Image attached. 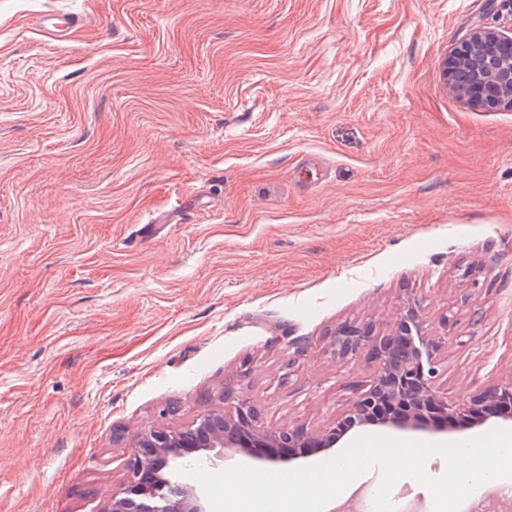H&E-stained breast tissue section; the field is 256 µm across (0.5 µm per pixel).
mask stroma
Returning a JSON list of instances; mask_svg holds the SVG:
<instances>
[{
	"instance_id": "35a3bbf8",
	"label": "stroma",
	"mask_w": 512,
	"mask_h": 512,
	"mask_svg": "<svg viewBox=\"0 0 512 512\" xmlns=\"http://www.w3.org/2000/svg\"><path fill=\"white\" fill-rule=\"evenodd\" d=\"M484 22L512 0H0V512H107L228 384L332 424L344 323L419 308L448 402L512 381V108L442 75Z\"/></svg>"
}]
</instances>
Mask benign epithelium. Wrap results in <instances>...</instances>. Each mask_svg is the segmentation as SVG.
Masks as SVG:
<instances>
[{
  "label": "benign epithelium",
  "instance_id": "7a95c632",
  "mask_svg": "<svg viewBox=\"0 0 512 512\" xmlns=\"http://www.w3.org/2000/svg\"><path fill=\"white\" fill-rule=\"evenodd\" d=\"M512 46V36L490 26H478L457 47L456 58L469 68L470 104L477 107H512V59L502 58V46ZM390 335L401 336L404 352L396 357L388 348V337H378L368 325L339 326L329 342L334 356H355L364 349L376 351V368L367 389L349 402L340 420L316 433L319 447L329 450L342 439L339 425L361 430L376 425L385 429L434 431L424 420V406L433 402L444 416L464 415L469 404H450L436 387L441 363L427 336L424 322L409 309L390 325ZM222 408L200 414L184 430L150 427L142 430L127 462L126 496L112 497L108 512H210L202 492L179 481V471L188 466L186 457L206 452L205 461L221 466L224 459L244 453L266 463L286 464L305 457L304 435L288 427L267 428L257 424L247 399L222 391ZM382 403L408 405L402 422L370 420L371 411Z\"/></svg>",
  "mask_w": 512,
  "mask_h": 512
}]
</instances>
